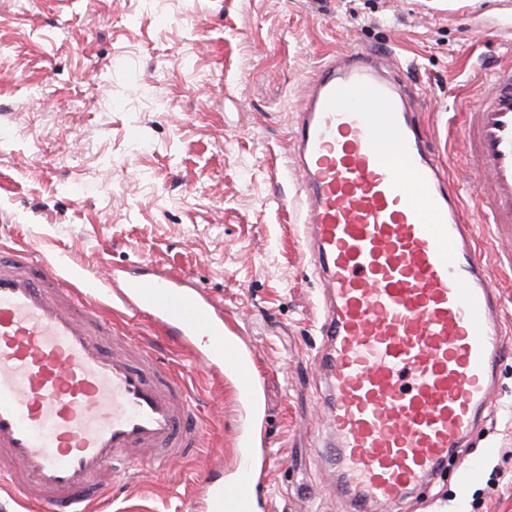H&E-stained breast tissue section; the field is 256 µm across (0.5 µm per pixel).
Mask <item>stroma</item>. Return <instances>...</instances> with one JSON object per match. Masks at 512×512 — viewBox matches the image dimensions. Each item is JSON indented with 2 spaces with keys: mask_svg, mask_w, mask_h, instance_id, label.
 <instances>
[{
  "mask_svg": "<svg viewBox=\"0 0 512 512\" xmlns=\"http://www.w3.org/2000/svg\"><path fill=\"white\" fill-rule=\"evenodd\" d=\"M389 59L431 149L461 189L475 174L462 126L489 69L512 63V0H0V254L48 265L174 271L224 306L250 349L262 437L232 377L130 315L209 406L204 448L113 490L105 512H204L205 475L232 481L249 451L252 512H347L317 446L320 283L301 238L291 125L332 54ZM466 207L508 334L469 447L395 512H512V224Z\"/></svg>",
  "mask_w": 512,
  "mask_h": 512,
  "instance_id": "35a3bbf8",
  "label": "stroma"
}]
</instances>
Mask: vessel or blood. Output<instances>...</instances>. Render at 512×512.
Returning <instances> with one entry per match:
<instances>
[{
  "label": "vessel or blood",
  "instance_id": "b4317fda",
  "mask_svg": "<svg viewBox=\"0 0 512 512\" xmlns=\"http://www.w3.org/2000/svg\"><path fill=\"white\" fill-rule=\"evenodd\" d=\"M291 130L301 222L322 281L318 441L351 512H376L441 473L478 425L503 352L496 283L462 195L397 77L364 50L306 78ZM464 148L512 224V65L484 82ZM147 317L252 409L255 380L224 308L169 272L62 276L23 249L0 259V486L47 512H94L204 445L199 402L100 301ZM248 467L204 482L207 512H251Z\"/></svg>",
  "mask_w": 512,
  "mask_h": 512
}]
</instances>
